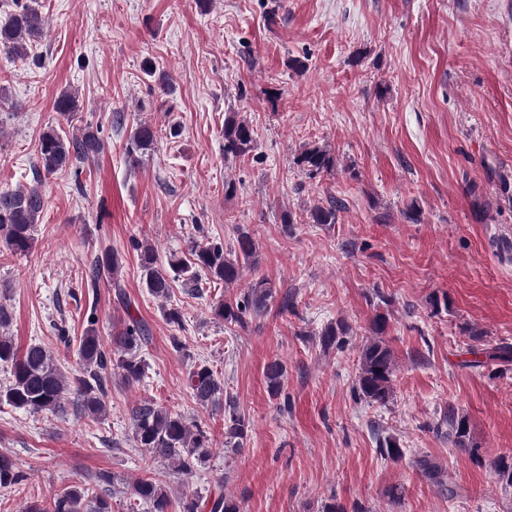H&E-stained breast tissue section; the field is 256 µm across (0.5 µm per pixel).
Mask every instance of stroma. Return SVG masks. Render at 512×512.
Segmentation results:
<instances>
[{
    "mask_svg": "<svg viewBox=\"0 0 512 512\" xmlns=\"http://www.w3.org/2000/svg\"><path fill=\"white\" fill-rule=\"evenodd\" d=\"M36 2L47 27L28 60L0 49L10 102L0 189L33 182L48 128H98L104 148L80 172L44 178L27 252L0 246L11 315L0 335L21 351L41 344L70 374L88 318L107 341L135 317L149 342L143 380L109 379L100 419L0 403V454L22 474L0 486V512L48 504L98 472L112 476V512H127L147 476L175 503L224 488L240 512H512L497 469L512 455V361L473 364L478 350L512 346V0ZM65 93L78 100L66 122L54 110ZM232 112L254 134L245 157L224 153ZM144 121L163 136L133 163L125 144ZM313 146L334 157L331 174L300 164ZM333 198L336 222L310 223ZM241 228L257 265L228 288L206 276L174 283L185 326L169 324L133 242L164 264L189 259L203 235L233 247ZM107 251L119 255L120 288L106 278L87 288L86 269ZM262 277L277 298L248 328L214 318L213 304ZM379 315L396 366L384 405L356 392ZM337 321L341 345L323 348ZM276 359L277 397L265 375ZM202 360L249 420L240 449L224 442L223 413L191 396L187 375ZM143 401L208 431L213 448L191 477L137 447L131 410ZM450 413L467 419V447L437 431ZM387 439L401 459L381 456ZM423 455L441 481L418 470Z\"/></svg>",
    "mask_w": 512,
    "mask_h": 512,
    "instance_id": "obj_1",
    "label": "stroma"
}]
</instances>
